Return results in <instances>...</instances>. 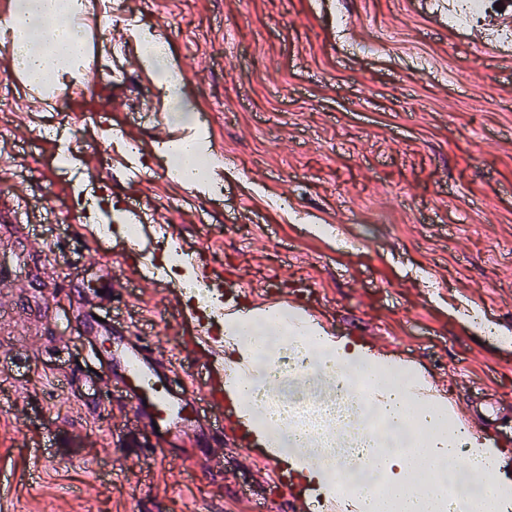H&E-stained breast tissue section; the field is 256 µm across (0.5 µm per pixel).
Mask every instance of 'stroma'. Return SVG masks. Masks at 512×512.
I'll return each mask as SVG.
<instances>
[{"label": "stroma", "instance_id": "obj_1", "mask_svg": "<svg viewBox=\"0 0 512 512\" xmlns=\"http://www.w3.org/2000/svg\"><path fill=\"white\" fill-rule=\"evenodd\" d=\"M86 74L90 112L60 69L44 101L18 70L0 125V512H254L272 474L210 426L155 453L93 327L138 342L174 384L206 379L169 243L224 274L236 306L304 295L330 336L391 350L427 376L452 425L498 413L482 445L512 434V0L486 23L456 0H115ZM157 24L191 121L131 29ZM208 135L219 192L173 179V131ZM74 147L59 159L51 134ZM147 204L165 233L130 240L74 218L76 185ZM156 222V223H157ZM114 281L112 292L94 288ZM476 311L483 330L466 317Z\"/></svg>", "mask_w": 512, "mask_h": 512}]
</instances>
